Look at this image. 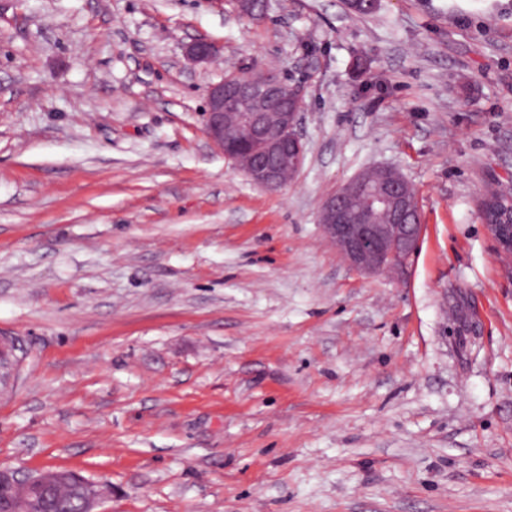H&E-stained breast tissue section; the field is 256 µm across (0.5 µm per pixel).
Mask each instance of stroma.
<instances>
[{
  "mask_svg": "<svg viewBox=\"0 0 512 512\" xmlns=\"http://www.w3.org/2000/svg\"><path fill=\"white\" fill-rule=\"evenodd\" d=\"M260 68L305 103L276 193L204 131L209 86ZM376 166L423 232L371 275L320 212ZM493 182L512 0H0V466L107 483L102 512H512ZM222 50L214 42L196 40L185 49V56L189 61L197 65H209L216 63L221 57Z\"/></svg>",
  "mask_w": 512,
  "mask_h": 512,
  "instance_id": "obj_1",
  "label": "stroma"
}]
</instances>
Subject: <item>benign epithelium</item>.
Instances as JSON below:
<instances>
[{"instance_id":"7a95c632","label":"benign epithelium","mask_w":512,"mask_h":512,"mask_svg":"<svg viewBox=\"0 0 512 512\" xmlns=\"http://www.w3.org/2000/svg\"><path fill=\"white\" fill-rule=\"evenodd\" d=\"M213 42L196 40L185 49V56L197 65H209L221 57ZM303 109L299 88L279 80L272 72L259 78L240 74L210 86L205 112V132L225 157L233 160L251 182L269 192L283 189L299 172L304 146L298 134ZM384 177L375 189L370 177L361 172L322 205L321 223L326 236L344 259L362 272L381 273L401 268L419 241L422 225L413 219L406 198L405 183L388 166L379 167ZM512 201L486 196L482 216L496 242L497 251L512 257V224L501 222ZM14 344L0 336V384L10 378L4 370L12 364ZM13 493V512H29L30 494L42 497L58 490L74 493L80 512H99L97 507L108 496V488L90 480H74L64 469L21 473L0 467V488Z\"/></svg>"}]
</instances>
